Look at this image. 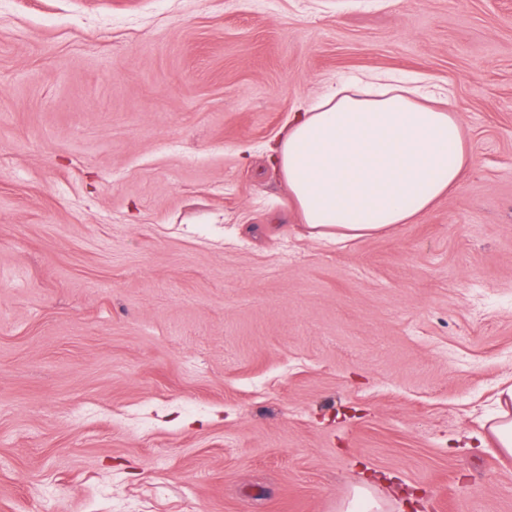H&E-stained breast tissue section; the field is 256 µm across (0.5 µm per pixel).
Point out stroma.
Returning a JSON list of instances; mask_svg holds the SVG:
<instances>
[{
    "label": "stroma",
    "mask_w": 512,
    "mask_h": 512,
    "mask_svg": "<svg viewBox=\"0 0 512 512\" xmlns=\"http://www.w3.org/2000/svg\"><path fill=\"white\" fill-rule=\"evenodd\" d=\"M452 89L475 160L311 236L266 157L336 78ZM512 0H13L0 512H512ZM501 409L497 417V422L491 426L490 430L495 438L496 448L504 455H512V418L511 413L500 403ZM380 498L372 487H357L353 499L347 504L346 512L380 511Z\"/></svg>",
    "instance_id": "1"
}]
</instances>
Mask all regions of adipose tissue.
<instances>
[{
    "label": "adipose tissue",
    "mask_w": 512,
    "mask_h": 512,
    "mask_svg": "<svg viewBox=\"0 0 512 512\" xmlns=\"http://www.w3.org/2000/svg\"><path fill=\"white\" fill-rule=\"evenodd\" d=\"M267 153L302 223L339 240L413 223L474 161L448 93L387 74L338 79Z\"/></svg>",
    "instance_id": "ef3b65f1"
}]
</instances>
